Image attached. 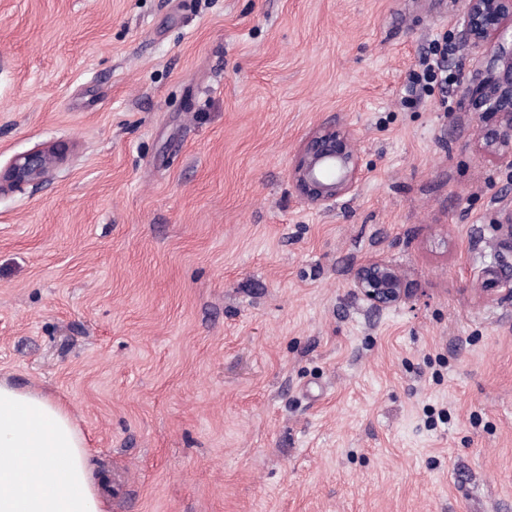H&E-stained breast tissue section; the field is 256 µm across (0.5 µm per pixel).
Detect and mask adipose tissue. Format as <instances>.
Wrapping results in <instances>:
<instances>
[{
    "mask_svg": "<svg viewBox=\"0 0 512 512\" xmlns=\"http://www.w3.org/2000/svg\"><path fill=\"white\" fill-rule=\"evenodd\" d=\"M0 512H105L86 441L54 399L0 381Z\"/></svg>",
    "mask_w": 512,
    "mask_h": 512,
    "instance_id": "ef3b65f1",
    "label": "adipose tissue"
}]
</instances>
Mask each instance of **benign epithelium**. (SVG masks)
I'll return each mask as SVG.
<instances>
[{
  "instance_id": "1",
  "label": "benign epithelium",
  "mask_w": 512,
  "mask_h": 512,
  "mask_svg": "<svg viewBox=\"0 0 512 512\" xmlns=\"http://www.w3.org/2000/svg\"><path fill=\"white\" fill-rule=\"evenodd\" d=\"M460 24V39L476 58L463 79L458 108L474 114L481 154L512 168V0H462ZM351 139V129L340 125L322 126L310 135L289 171L306 203L328 205L354 189L361 169ZM61 160L49 147L16 156L0 170V194L39 184ZM352 288L377 310L411 298L403 273L382 259L361 264Z\"/></svg>"
}]
</instances>
